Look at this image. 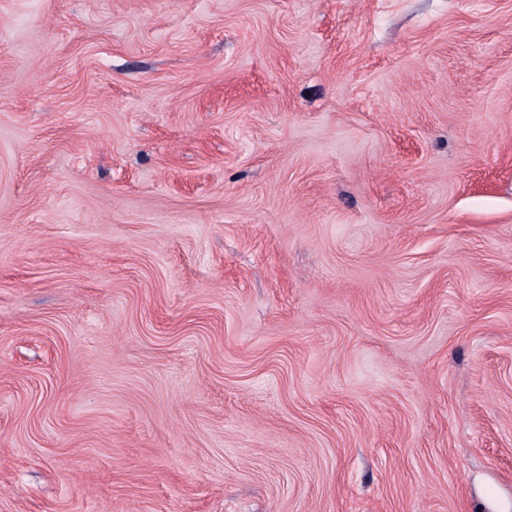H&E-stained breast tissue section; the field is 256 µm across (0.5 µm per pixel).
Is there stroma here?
<instances>
[{"instance_id":"obj_1","label":"stroma","mask_w":512,"mask_h":512,"mask_svg":"<svg viewBox=\"0 0 512 512\" xmlns=\"http://www.w3.org/2000/svg\"><path fill=\"white\" fill-rule=\"evenodd\" d=\"M0 512H512V0H0Z\"/></svg>"}]
</instances>
